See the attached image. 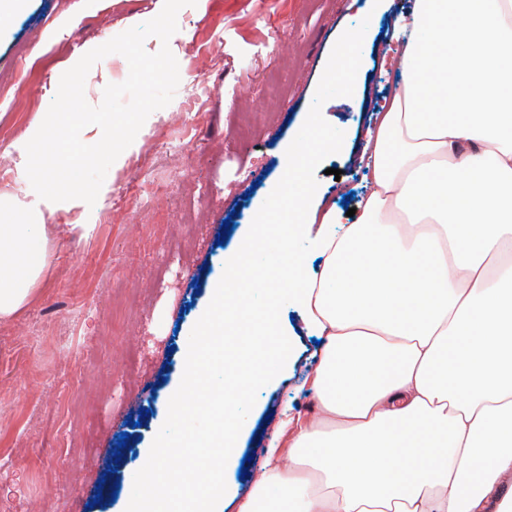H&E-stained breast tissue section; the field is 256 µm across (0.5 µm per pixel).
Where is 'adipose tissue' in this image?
Instances as JSON below:
<instances>
[{"label": "adipose tissue", "instance_id": "obj_1", "mask_svg": "<svg viewBox=\"0 0 512 512\" xmlns=\"http://www.w3.org/2000/svg\"><path fill=\"white\" fill-rule=\"evenodd\" d=\"M366 34L340 40L336 96L356 85ZM391 38L403 81L367 130L354 216L319 207L309 172L341 143L312 118L224 255L172 412L182 423L204 401L223 415L193 439L223 449V467L195 495L178 441L160 436L123 512H224L247 432L242 389L286 366L287 308L323 341L306 379L316 411L285 413L238 512H512V492H498L512 481V0H416ZM46 245L33 225L0 224L1 320L36 300ZM219 356L225 378L201 395Z\"/></svg>", "mask_w": 512, "mask_h": 512}]
</instances>
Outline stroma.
<instances>
[{"instance_id":"35a3bbf8","label":"stroma","mask_w":512,"mask_h":512,"mask_svg":"<svg viewBox=\"0 0 512 512\" xmlns=\"http://www.w3.org/2000/svg\"><path fill=\"white\" fill-rule=\"evenodd\" d=\"M415 0H197L169 46L180 83L110 168L95 205L62 202L35 215L25 145L61 75L89 50L157 16L162 0H25L0 17V218L44 223L41 298L0 320V512H120L137 490L141 448L169 430L163 410L224 248L284 173V148L321 113L346 136L311 171L326 203L365 191L366 131L401 79L385 70L388 30ZM372 18L360 88L335 97L325 74L341 35ZM111 54L87 75L85 98L123 82ZM338 176H331V169ZM77 232H70V225ZM285 377L252 393L244 473L224 512L250 494L282 404L311 414L302 380L322 348L296 312ZM124 456H116V449Z\"/></svg>"}]
</instances>
